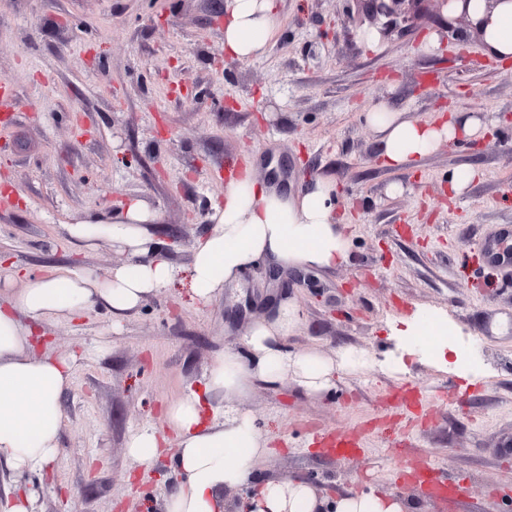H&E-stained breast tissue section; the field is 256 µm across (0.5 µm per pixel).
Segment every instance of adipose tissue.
I'll return each mask as SVG.
<instances>
[{"mask_svg": "<svg viewBox=\"0 0 512 512\" xmlns=\"http://www.w3.org/2000/svg\"><path fill=\"white\" fill-rule=\"evenodd\" d=\"M224 21V55L244 60L263 55L277 27L273 0H229ZM449 17L467 16L484 52L512 62V0H449ZM368 120L379 136L383 167L402 169L432 153L441 142L479 137L484 122L475 114L452 112L422 121L387 104L376 105ZM335 180L318 176L299 190L257 179L252 167L231 171L224 201L215 205L212 224L199 238L186 273L165 259L166 243L154 231L158 216L140 200H129L112 218L83 216L67 225L79 248L100 244L126 254V261L100 276L60 268L31 276L0 262V276L22 279V288L0 295V462L22 474L56 458L64 427L61 397L71 382V360L37 353L46 321L74 319L106 308L120 319L159 289L185 285L201 302L241 283L263 263L274 271L329 270L350 260V236L338 218ZM301 323L294 299L279 301L253 320L239 346L226 349L207 371L201 388L171 403L165 420L177 449L172 456L179 484L165 498V512H225L224 493L246 484L269 452L255 418L247 412L212 416L214 396L233 397L257 386L274 388L293 379L310 394L327 395L338 372L364 367L363 351L343 349L329 356L316 348L289 349ZM447 322L424 316L401 332L404 352L442 360ZM237 512H409L407 502L369 489L330 500L309 482L293 476L262 481Z\"/></svg>", "mask_w": 512, "mask_h": 512, "instance_id": "adipose-tissue-1", "label": "adipose tissue"}]
</instances>
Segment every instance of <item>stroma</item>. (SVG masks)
<instances>
[{"mask_svg":"<svg viewBox=\"0 0 512 512\" xmlns=\"http://www.w3.org/2000/svg\"><path fill=\"white\" fill-rule=\"evenodd\" d=\"M225 0H0V78L15 87L0 126V255L36 275L78 266L106 273L124 260L102 245L74 248L77 217L118 214L132 198L159 215L164 257L187 267L224 196L226 167L257 157L293 187L329 176L341 192L350 261L290 276L300 306L293 350H363L329 397L294 381L253 388L228 406L253 414L271 445L258 479L299 475L325 494L379 488L414 512H512V279L488 249L512 244V69L486 66L456 20L448 42L422 49L430 16L363 47L360 0H277L264 56L224 57ZM195 90V103L177 100ZM426 119L440 103L488 116L478 138L441 145L391 170L365 114L379 99ZM480 175L447 197L448 173ZM402 184L391 195L387 187ZM206 305L166 288L125 318L94 310L46 324L49 350L73 356L61 397L60 451L15 479L0 466V512L24 488L37 512H164L169 456L139 465L127 452L142 426L167 433L165 407L199 386L225 349L265 313L262 267ZM429 311L466 337L483 374L400 357L392 334ZM352 434L347 458L321 437ZM464 485L454 502L414 483L411 465Z\"/></svg>","mask_w":512,"mask_h":512,"instance_id":"obj_1","label":"stroma"}]
</instances>
